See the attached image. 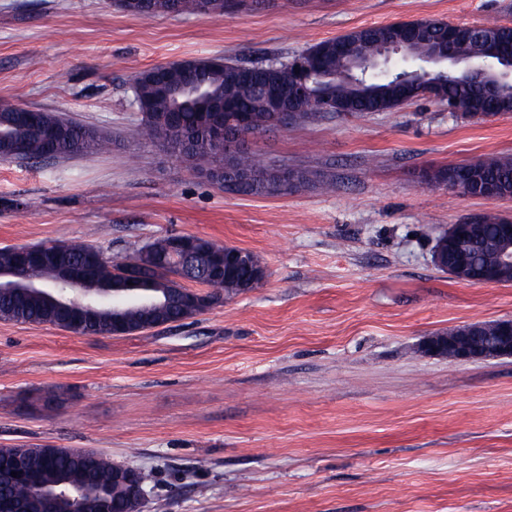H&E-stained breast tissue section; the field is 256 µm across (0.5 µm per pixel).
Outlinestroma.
<instances>
[{"label": "stroma", "mask_w": 512, "mask_h": 512, "mask_svg": "<svg viewBox=\"0 0 512 512\" xmlns=\"http://www.w3.org/2000/svg\"><path fill=\"white\" fill-rule=\"evenodd\" d=\"M228 3L144 19L118 0H0V104L112 138L107 152L0 160V248L82 240L120 256L193 234L266 270L220 306L128 335L0 321V446L106 453L148 474L143 512H512V357L422 350L512 320V284L462 282L432 259L450 225L512 217V199L422 178L512 157V114L479 122L426 99L273 127L250 152L335 188L258 196L146 139L133 91L157 66L285 63L400 20L512 26V0Z\"/></svg>", "instance_id": "35a3bbf8"}]
</instances>
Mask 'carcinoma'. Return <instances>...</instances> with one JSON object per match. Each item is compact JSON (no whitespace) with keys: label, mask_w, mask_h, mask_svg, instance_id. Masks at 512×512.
<instances>
[{"label":"carcinoma","mask_w":512,"mask_h":512,"mask_svg":"<svg viewBox=\"0 0 512 512\" xmlns=\"http://www.w3.org/2000/svg\"><path fill=\"white\" fill-rule=\"evenodd\" d=\"M126 0L120 7L126 13L140 18L164 14H196L198 0H136V10H129ZM396 33L390 25L370 26L354 30L344 36L348 52H370L372 44ZM335 40L328 39L312 45L324 46L327 51L326 75L311 78L309 87V111L295 112L293 122H304L313 116L311 110L327 98H334L336 105L347 112L352 109L387 111L402 104L399 87L392 81L365 78H349L348 60L336 57L333 51ZM271 72L255 69L248 77L237 75L221 60L201 59L195 61L189 71H168L166 78L155 81L145 77L139 87L141 96L148 105L143 116V129L150 141L169 150L194 171L229 166L233 177L262 173L268 167L247 151L243 130L235 121L231 110L224 113V136H218L211 128L199 122L202 112L214 100L224 99L248 109L251 129L261 132L276 124L275 113L268 101L256 90V85L265 81ZM440 82V93L455 109L465 115H477L487 109V100L476 80H466L458 72L446 69L436 75ZM483 82H496L499 96L496 111L503 115L512 112V82L500 80L491 70L481 78ZM16 105L0 107V136L23 144V159L57 158L78 153L99 152L107 149L111 137L99 130L65 120L51 112L39 115V124L27 126L15 121ZM471 177L474 181L491 178L502 187L512 190V158L488 157L473 162ZM479 233L471 247V262L481 270L492 263L502 237L503 224L497 215H485L480 221ZM65 248L69 258L75 262L94 265V281L90 287L112 281V272L119 271L136 260L139 252L116 259L106 256L98 247L84 242L56 241L41 244L48 260L32 265L25 271L29 279L41 281L45 288H57L49 256L57 249ZM248 263L236 268L234 273L219 278L205 271L196 273L191 281L206 289V296L222 295L230 298L248 291L253 268L261 266L250 251L245 252ZM172 270L158 266L144 272L151 281L166 288L173 297L169 305L155 306L150 310H129L126 313L127 329L141 328L150 321L155 324L174 323L180 317L201 314L204 308L195 306L194 299L182 293L185 286L169 278ZM0 321L45 324L62 328L59 311L48 308L39 299L22 294L0 292ZM36 482L0 481V495L24 499L29 512H98L96 503L108 502L112 506L124 502L123 490L113 481L114 461L108 455L82 448H55L50 456L33 457Z\"/></svg>","instance_id":"obj_1"}]
</instances>
